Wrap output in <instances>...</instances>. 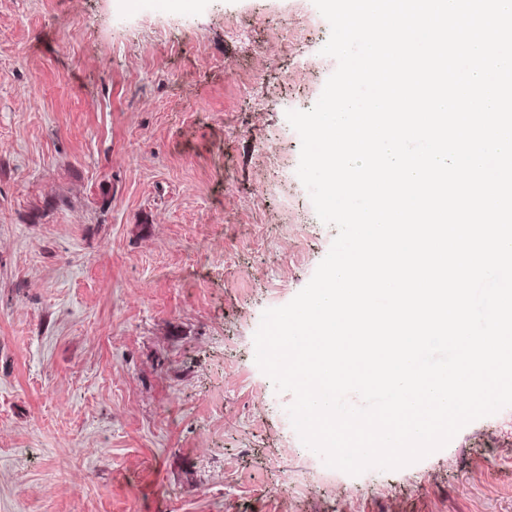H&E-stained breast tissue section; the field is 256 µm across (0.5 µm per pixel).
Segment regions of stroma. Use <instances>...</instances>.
<instances>
[{"label":"stroma","instance_id":"stroma-1","mask_svg":"<svg viewBox=\"0 0 512 512\" xmlns=\"http://www.w3.org/2000/svg\"><path fill=\"white\" fill-rule=\"evenodd\" d=\"M329 36L313 0H0V512H512V406L351 475L255 362L337 234L286 119Z\"/></svg>","mask_w":512,"mask_h":512}]
</instances>
